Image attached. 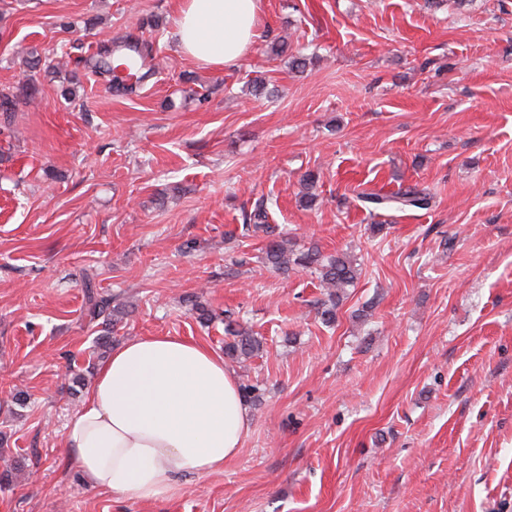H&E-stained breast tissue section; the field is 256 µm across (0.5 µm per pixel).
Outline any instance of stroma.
Masks as SVG:
<instances>
[{"label":"stroma","mask_w":512,"mask_h":512,"mask_svg":"<svg viewBox=\"0 0 512 512\" xmlns=\"http://www.w3.org/2000/svg\"><path fill=\"white\" fill-rule=\"evenodd\" d=\"M177 9L0 0V512H512V0H262L231 69L182 57ZM110 39L150 46L136 91L74 64ZM412 184L430 209L352 193ZM260 197L278 232L357 259L332 325L314 274L244 235ZM88 268L129 307L114 343L223 352L191 295L264 338L230 364L254 391L222 472L155 501L88 488L62 446L103 359Z\"/></svg>","instance_id":"1"}]
</instances>
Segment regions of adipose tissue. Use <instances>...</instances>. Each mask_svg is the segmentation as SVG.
Here are the masks:
<instances>
[{
	"label": "adipose tissue",
	"instance_id": "ef3b65f1",
	"mask_svg": "<svg viewBox=\"0 0 512 512\" xmlns=\"http://www.w3.org/2000/svg\"><path fill=\"white\" fill-rule=\"evenodd\" d=\"M260 0H179L182 55L236 66L256 36ZM250 430L237 377L222 355L182 336H142L114 346L72 413L63 446L89 487L152 501L186 476L223 470Z\"/></svg>",
	"mask_w": 512,
	"mask_h": 512
}]
</instances>
